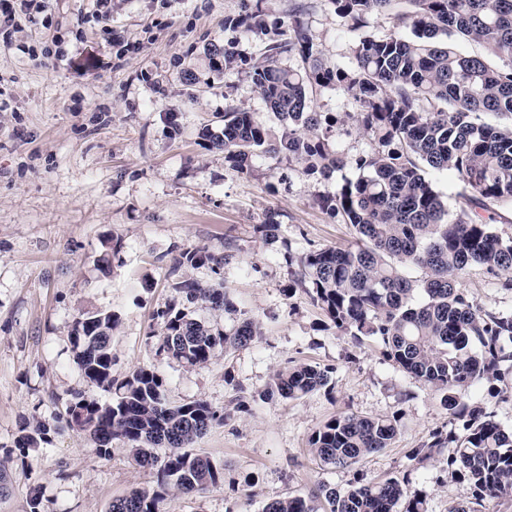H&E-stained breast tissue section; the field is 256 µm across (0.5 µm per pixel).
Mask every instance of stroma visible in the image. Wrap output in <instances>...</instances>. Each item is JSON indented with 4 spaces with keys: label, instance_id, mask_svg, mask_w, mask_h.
I'll return each instance as SVG.
<instances>
[{
    "label": "stroma",
    "instance_id": "stroma-1",
    "mask_svg": "<svg viewBox=\"0 0 512 512\" xmlns=\"http://www.w3.org/2000/svg\"><path fill=\"white\" fill-rule=\"evenodd\" d=\"M257 8L265 33L225 27ZM92 9V0H45L43 12L0 41V512H29L35 494L43 512H109L113 499L154 484L126 441L113 440L101 456L66 422L67 402L90 388L70 336L97 310L117 320L114 379L153 366L168 403L201 399L224 414L194 447L220 469V482L199 494L170 492L161 512H262L286 494L361 476L407 480L429 512L473 501L472 484L455 479L446 457L420 469L408 458L433 433L462 435L440 394L389 361L377 341L342 334L305 289L288 288L302 255L355 241L354 228L315 199L356 169L312 177L266 155L246 175L213 141L231 106L276 125L248 67L266 44L288 37L294 13L328 63L350 66L357 35L331 0H112L105 26ZM227 43L241 63L215 69L209 50ZM314 109L336 115L332 141L350 162L378 150L345 122L357 105L341 88L317 89ZM273 212L281 226L266 239L256 227ZM112 237L123 248L106 274L97 260ZM194 246L230 259L217 274L206 265L175 269L178 253ZM184 278L223 281L237 308L230 315L196 304L195 318L221 331L251 318L261 336L191 368L157 356L151 315ZM460 286L481 310L512 309L504 274L474 265ZM303 363L330 368L328 385L298 400L266 396L278 370ZM458 397L512 427V376ZM350 413L397 416L400 431L348 469L321 466L311 434ZM36 422L48 424V442L20 452L21 426Z\"/></svg>",
    "mask_w": 512,
    "mask_h": 512
}]
</instances>
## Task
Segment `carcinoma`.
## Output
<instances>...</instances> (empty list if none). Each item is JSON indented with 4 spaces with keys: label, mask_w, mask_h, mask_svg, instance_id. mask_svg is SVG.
Masks as SVG:
<instances>
[{
    "label": "carcinoma",
    "mask_w": 512,
    "mask_h": 512,
    "mask_svg": "<svg viewBox=\"0 0 512 512\" xmlns=\"http://www.w3.org/2000/svg\"><path fill=\"white\" fill-rule=\"evenodd\" d=\"M396 0H332L350 31L360 33L352 65H329L321 57L299 15L291 37L264 47L249 76L265 107L279 121L274 131L257 113L237 107L224 112L218 145L224 160L243 174L255 158L283 155L304 165L308 175L327 179L347 160L331 139L337 119L314 111L316 87L338 85L358 109L346 119L378 140L380 149L356 159L359 174L344 179L334 193L316 197L317 206L340 216L357 233L354 244L310 251L286 288H312L315 300L336 327L359 341L383 343L384 354L403 371L442 395L459 437L433 434L409 460L424 466L448 454L452 474L475 488L472 506L450 512H488L495 500L512 493V429L456 393L474 382L502 381V365L512 363V311L489 313L474 307L460 288L461 275L473 264L512 272V236L496 233L484 213L512 207V0H407L411 8L394 9ZM386 13L396 32L377 37L367 31L370 18ZM244 25L263 33L260 11L228 19L226 27ZM454 36L481 50L462 54L440 37ZM295 54V67L280 64ZM214 67L238 66L232 47L213 50ZM451 171L472 192L473 208L453 211L426 177V170ZM227 255L204 248L180 252L176 268L211 266L220 273ZM416 267L415 280L406 270ZM181 300L158 308L157 354L185 366L210 362L230 347H244L261 336L258 323L243 320L233 331L214 330L181 306L207 305L233 314L236 306L222 288L192 280L174 285ZM110 313L88 312L76 321L71 340L75 363L86 381L110 394L77 392L67 402V424L85 432L100 456L112 440L131 444L135 461L156 471V487L135 489L112 501L110 512H160L172 489L201 493L220 480L211 460L193 447L224 415L203 400L168 404L164 379L156 368L139 367L124 380L112 379ZM328 369L309 364L286 367L273 378L270 396L299 399L328 383ZM399 432L397 417L344 414L327 420L309 438L311 453L336 469L389 447ZM41 423L21 430L16 448L26 452L48 441ZM157 448L168 453L159 457ZM428 512L426 496L396 477L361 479L346 489L322 483L310 497L288 494L264 512Z\"/></svg>",
    "instance_id": "1"
}]
</instances>
